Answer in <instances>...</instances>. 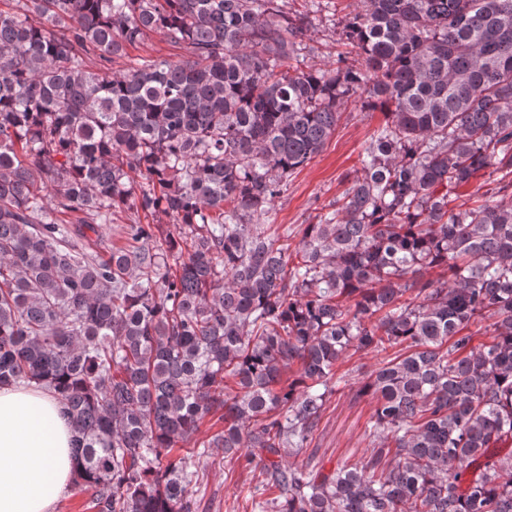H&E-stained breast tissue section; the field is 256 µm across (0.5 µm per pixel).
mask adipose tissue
<instances>
[{
  "instance_id": "ef3b65f1",
  "label": "adipose tissue",
  "mask_w": 512,
  "mask_h": 512,
  "mask_svg": "<svg viewBox=\"0 0 512 512\" xmlns=\"http://www.w3.org/2000/svg\"><path fill=\"white\" fill-rule=\"evenodd\" d=\"M70 473V430L54 398L0 387V512H50Z\"/></svg>"
}]
</instances>
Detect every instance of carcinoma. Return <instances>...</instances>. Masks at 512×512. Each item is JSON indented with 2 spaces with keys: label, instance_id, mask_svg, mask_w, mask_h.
Here are the masks:
<instances>
[{
  "label": "carcinoma",
  "instance_id": "carcinoma-1",
  "mask_svg": "<svg viewBox=\"0 0 512 512\" xmlns=\"http://www.w3.org/2000/svg\"><path fill=\"white\" fill-rule=\"evenodd\" d=\"M5 2L0 386L53 394L88 508L192 512L216 448L252 512H512V0H360L309 70L286 0ZM152 34L184 55L105 71ZM352 98L384 122L291 245ZM369 353L368 455L293 462Z\"/></svg>",
  "mask_w": 512,
  "mask_h": 512
}]
</instances>
